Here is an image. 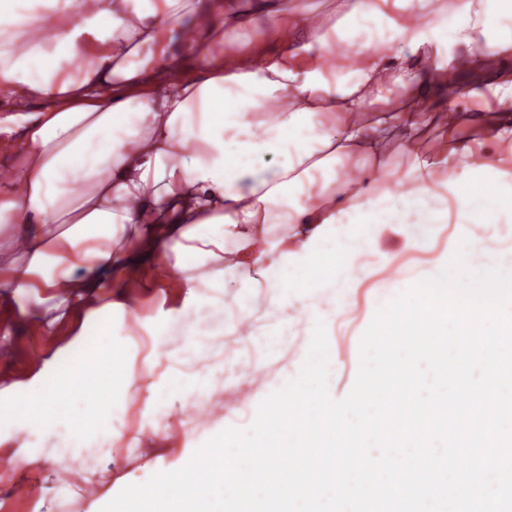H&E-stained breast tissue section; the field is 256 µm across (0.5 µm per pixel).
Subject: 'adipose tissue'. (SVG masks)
Here are the masks:
<instances>
[{
  "instance_id": "adipose-tissue-1",
  "label": "adipose tissue",
  "mask_w": 512,
  "mask_h": 512,
  "mask_svg": "<svg viewBox=\"0 0 512 512\" xmlns=\"http://www.w3.org/2000/svg\"><path fill=\"white\" fill-rule=\"evenodd\" d=\"M338 13L329 21L304 0H0V93L14 96L11 121L23 130L21 162L0 190V288L53 292L68 312L100 320L136 314L145 300L104 295V281L181 286L141 325L148 375L111 370L115 394L144 395L137 429L116 398L103 412L74 411L71 388L91 350L82 333L11 386L13 427L64 433L72 453L122 440L130 454L155 455L169 442L171 399L202 410L214 392L253 380L261 366L245 351L273 321L303 322L311 335L284 375L225 406L223 433L180 422L185 447L155 456L152 478L134 490L141 501L162 497L165 512L192 497L182 474L197 456L242 457L239 413L268 415L286 392L321 394L328 417L351 427L357 391L332 392L330 337L366 277L360 258L393 264L384 230L425 249L437 226L454 225L435 277L406 284L421 301L433 281L455 289L475 279L493 315L496 271L512 265L469 234L512 222V116L502 109L512 80H487L512 57V0H341ZM254 25L276 53L232 40ZM459 35L469 89L452 96L448 45ZM175 36L198 75L168 91ZM32 97L48 107L27 112ZM435 129L452 136L430 153ZM396 148L407 164L392 172ZM380 168L389 175L378 184ZM210 329L233 339L220 363L173 345Z\"/></svg>"
}]
</instances>
